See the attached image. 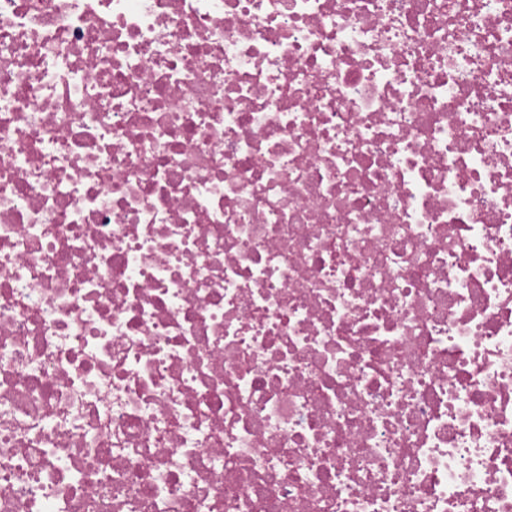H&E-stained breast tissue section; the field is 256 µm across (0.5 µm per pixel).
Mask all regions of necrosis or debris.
<instances>
[{"mask_svg":"<svg viewBox=\"0 0 512 512\" xmlns=\"http://www.w3.org/2000/svg\"><path fill=\"white\" fill-rule=\"evenodd\" d=\"M0 512H512V0H0Z\"/></svg>","mask_w":512,"mask_h":512,"instance_id":"1","label":"necrosis or debris"}]
</instances>
